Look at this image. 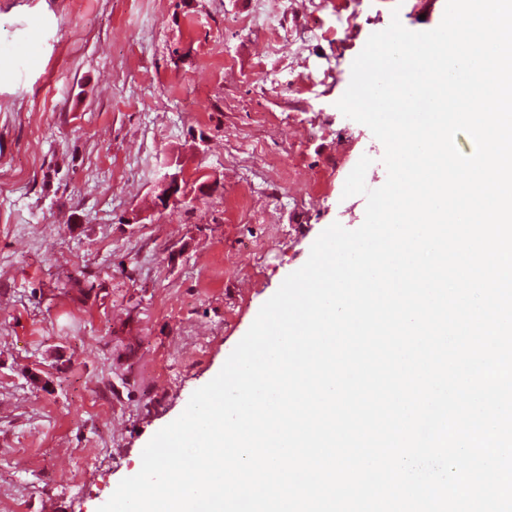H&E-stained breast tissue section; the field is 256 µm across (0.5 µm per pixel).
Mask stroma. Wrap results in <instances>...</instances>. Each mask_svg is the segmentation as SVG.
<instances>
[{
	"label": "stroma",
	"instance_id": "35a3bbf8",
	"mask_svg": "<svg viewBox=\"0 0 512 512\" xmlns=\"http://www.w3.org/2000/svg\"><path fill=\"white\" fill-rule=\"evenodd\" d=\"M445 4L0 0V512H97L320 233L362 225L344 184L366 155L381 187L384 146L336 103L372 33ZM261 8L286 41L238 26ZM168 164L215 191L149 213Z\"/></svg>",
	"mask_w": 512,
	"mask_h": 512
}]
</instances>
